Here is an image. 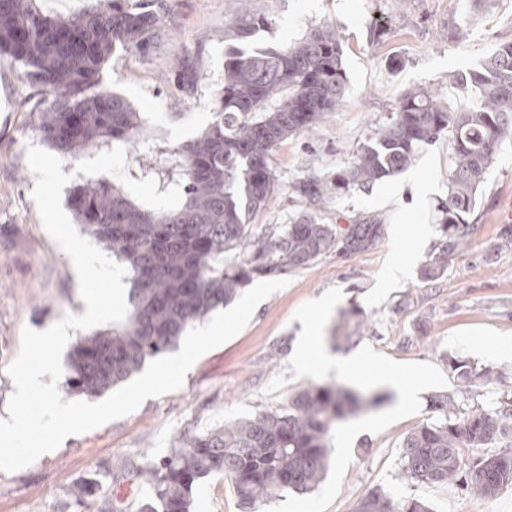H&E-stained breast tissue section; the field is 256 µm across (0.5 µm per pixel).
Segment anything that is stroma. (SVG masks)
Segmentation results:
<instances>
[{
    "label": "stroma",
    "instance_id": "1",
    "mask_svg": "<svg viewBox=\"0 0 512 512\" xmlns=\"http://www.w3.org/2000/svg\"><path fill=\"white\" fill-rule=\"evenodd\" d=\"M157 9L162 23L150 50L143 55L115 51L100 80L126 97L142 119L138 140L126 148L128 175L140 180L152 171L161 193L177 148L212 120L224 82V53L231 45L224 31L238 15L268 19L249 40L252 49L290 45L327 24L343 36V98L313 132L289 137L273 149L270 165L279 189L253 219L260 236L298 211L291 182L346 166L406 90L430 89L455 108L477 105L476 96L452 83V76L512 41V0H494L471 20L464 17L463 0H158ZM45 100L43 89L23 78L20 64L0 55L2 419L14 390L6 367L19 351L22 327L42 331L64 314L84 312L74 267L44 229L32 200L35 178L26 150L42 144L36 126ZM452 142V132H445L420 150L406 171L328 200L320 211L322 223L343 231L361 220H378L384 226L378 244L361 253H332L287 272V286L262 301L239 334L202 355L180 389L70 436L22 470L0 472V512H100L111 485L79 506L71 492L81 480L107 477L120 460L145 464L184 432L287 408L312 384L338 385L365 396L380 393L384 400L337 423L331 465L317 490L277 495L260 512H351L375 489L401 503L421 501L432 512H512V484L488 500L452 483L397 477L402 440L431 420V396L453 395L460 388L449 357L492 367L497 374L492 383L470 387V404H486L512 388V243L503 239L498 221L503 201L512 200L511 141L480 186L477 205L466 218L465 246L449 255L443 275L431 281L420 276L442 238L438 207L448 197ZM394 264L403 265L404 273L386 280ZM328 295L338 302L322 322V343L341 357L368 352L373 376L351 381L335 372L295 370L292 358L306 320ZM491 334L505 340L501 353L485 350ZM396 379L419 385L412 410H397ZM192 496L194 512H241L232 482L221 475L199 480Z\"/></svg>",
    "mask_w": 512,
    "mask_h": 512
}]
</instances>
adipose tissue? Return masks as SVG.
<instances>
[{"mask_svg":"<svg viewBox=\"0 0 512 512\" xmlns=\"http://www.w3.org/2000/svg\"><path fill=\"white\" fill-rule=\"evenodd\" d=\"M335 303V298L331 296L321 299L317 304L319 316L329 312ZM319 316L310 322L311 328L296 359L298 369L312 374H325L334 371L351 380L365 375L370 368V361L367 357L353 356L341 359L332 355L322 346L319 336Z\"/></svg>","mask_w":512,"mask_h":512,"instance_id":"1","label":"adipose tissue"}]
</instances>
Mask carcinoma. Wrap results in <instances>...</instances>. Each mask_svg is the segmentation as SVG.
I'll use <instances>...</instances> for the list:
<instances>
[{
  "label": "carcinoma",
  "instance_id": "carcinoma-1",
  "mask_svg": "<svg viewBox=\"0 0 512 512\" xmlns=\"http://www.w3.org/2000/svg\"><path fill=\"white\" fill-rule=\"evenodd\" d=\"M31 0H0V54L23 66V76L50 95L37 125L39 136L61 157L77 161L101 145L127 144L140 120L121 95L101 86L100 72L116 49L145 53L161 18L151 5L128 8L121 0H88L71 17L35 12ZM267 24L242 14L229 32L238 41ZM342 36L333 27L311 31L295 45L224 54V86L207 130L178 147L181 203L169 211L146 209L106 179L74 187L68 197L76 223L127 264L133 288L123 324L77 341L66 361L63 386L97 397L127 381L146 361L175 346L188 327L234 301L253 277H274L303 268L330 252L368 250L384 225L361 222L340 234L318 212L335 195L401 173L421 149L453 131L448 200L441 206L445 239L425 262L422 277L441 276L448 255L461 245V225L501 146L512 140V42L499 45L478 67L458 78L478 97L476 108L450 109L426 88L406 91L395 112L361 146L348 166L331 177L310 174L292 181L302 209L255 240L251 217L278 190L270 167L272 149L288 137L309 133L336 111L346 75ZM465 387L493 370L448 358ZM368 400L339 386L311 385L285 410L176 437L163 456L144 466L120 463L113 483L139 480L148 488L136 512H191L195 482L211 474L229 478L243 512L278 493L313 491L329 466V435L336 423ZM436 417L401 443L399 475L406 481L455 483L492 498L512 484V390L490 406L468 407L445 394L430 399ZM461 465L459 448H489ZM97 478L72 496L94 495ZM352 512H430L420 501L399 504L381 490L357 501Z\"/></svg>",
  "mask_w": 512,
  "mask_h": 512
}]
</instances>
